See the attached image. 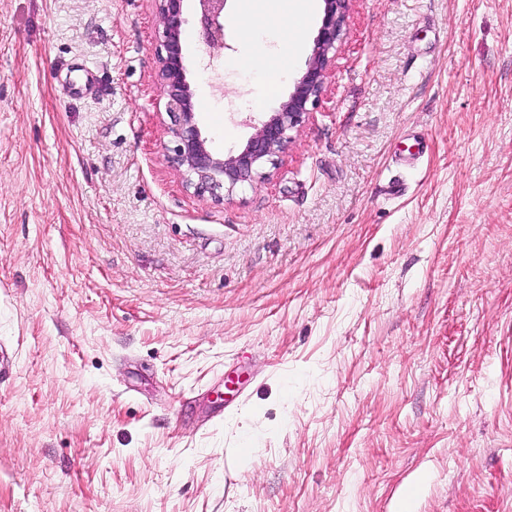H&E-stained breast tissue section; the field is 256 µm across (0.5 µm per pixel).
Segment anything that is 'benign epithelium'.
<instances>
[{"instance_id":"obj_1","label":"benign epithelium","mask_w":512,"mask_h":512,"mask_svg":"<svg viewBox=\"0 0 512 512\" xmlns=\"http://www.w3.org/2000/svg\"><path fill=\"white\" fill-rule=\"evenodd\" d=\"M155 2L159 34L156 78L165 93L170 119L167 163L181 175L186 190L193 196L220 205L237 188L266 178L263 169L275 165L292 141V133L309 119L310 107L326 92L337 44L344 35L350 0H322L311 52L287 99L254 125V133L242 147L227 154L212 151L198 125L183 57L185 0ZM195 2L199 39L213 50L224 47V11L228 0Z\"/></svg>"}]
</instances>
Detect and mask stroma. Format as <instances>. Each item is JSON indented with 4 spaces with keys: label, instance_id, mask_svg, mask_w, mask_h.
Listing matches in <instances>:
<instances>
[{
    "label": "stroma",
    "instance_id": "stroma-1",
    "mask_svg": "<svg viewBox=\"0 0 512 512\" xmlns=\"http://www.w3.org/2000/svg\"><path fill=\"white\" fill-rule=\"evenodd\" d=\"M239 5L210 56L185 4L218 153L288 97ZM157 46L154 0H0V512H512V0H352L221 205L166 161Z\"/></svg>",
    "mask_w": 512,
    "mask_h": 512
}]
</instances>
